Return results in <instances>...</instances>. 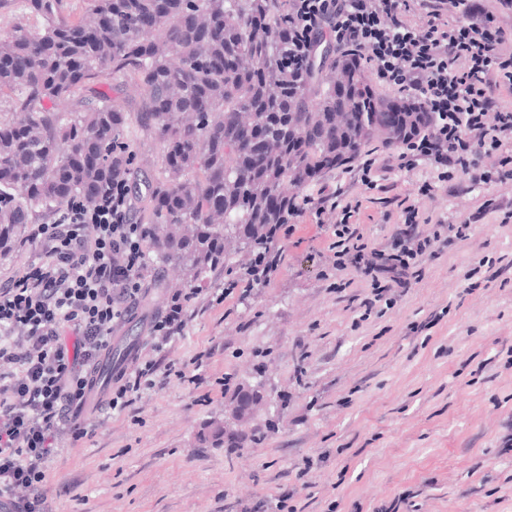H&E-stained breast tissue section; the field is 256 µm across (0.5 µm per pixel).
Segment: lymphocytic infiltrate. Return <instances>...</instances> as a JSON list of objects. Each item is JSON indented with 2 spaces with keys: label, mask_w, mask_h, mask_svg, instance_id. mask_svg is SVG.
Returning a JSON list of instances; mask_svg holds the SVG:
<instances>
[{
  "label": "lymphocytic infiltrate",
  "mask_w": 512,
  "mask_h": 512,
  "mask_svg": "<svg viewBox=\"0 0 512 512\" xmlns=\"http://www.w3.org/2000/svg\"><path fill=\"white\" fill-rule=\"evenodd\" d=\"M291 22L278 36L290 83H304L321 44L351 71L366 70L389 91L387 119L397 138L386 145L391 169L418 161L478 184L512 181V31L496 21L512 0H283ZM456 17L447 20V9ZM498 152L495 169L478 164ZM286 224L267 227L265 243L241 276L243 292L267 283L272 245L293 224H330L351 266L373 285L404 288L421 243L395 236L388 249L368 248L356 229L361 208H328L313 199L278 202ZM28 240L40 251L0 284V503L11 512H51L46 463L57 449L89 436L80 411L96 384L114 327L134 315L150 269L145 228L137 224L126 182L94 206L74 198ZM191 288L169 295L149 319L147 352L121 372L100 400V415L129 407L157 379L187 377V363L167 360L184 331Z\"/></svg>",
  "instance_id": "obj_1"
}]
</instances>
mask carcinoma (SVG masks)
I'll list each match as a JSON object with an SVG mask.
<instances>
[{"instance_id": "carcinoma-1", "label": "carcinoma", "mask_w": 512, "mask_h": 512, "mask_svg": "<svg viewBox=\"0 0 512 512\" xmlns=\"http://www.w3.org/2000/svg\"><path fill=\"white\" fill-rule=\"evenodd\" d=\"M20 6L37 24L0 40L5 254L41 215L131 181L149 262L200 283L259 249L263 225L284 223L268 202L299 199L336 148L393 138L364 71L346 93L336 87L346 70L333 50L288 88L276 0H0V16ZM262 399L261 385L239 386L236 416ZM274 429L273 419L248 433L206 423L198 441L243 448Z\"/></svg>"}]
</instances>
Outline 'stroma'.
Here are the masks:
<instances>
[{
    "label": "stroma",
    "mask_w": 512,
    "mask_h": 512,
    "mask_svg": "<svg viewBox=\"0 0 512 512\" xmlns=\"http://www.w3.org/2000/svg\"><path fill=\"white\" fill-rule=\"evenodd\" d=\"M339 204L361 203L359 233L384 249L402 210L428 242L407 292L374 301L371 281L340 268L334 228L300 224L277 241L270 281L213 304L230 279L209 274L168 357L204 354L194 381L143 392L91 437L47 463L52 512H512V182L442 179L429 162L365 185L325 173ZM466 225L455 237L450 225ZM149 300L112 334L148 340L151 314L190 287L152 268ZM261 379L249 426L260 444L202 448L203 423L235 427L232 395Z\"/></svg>",
    "instance_id": "obj_1"
}]
</instances>
